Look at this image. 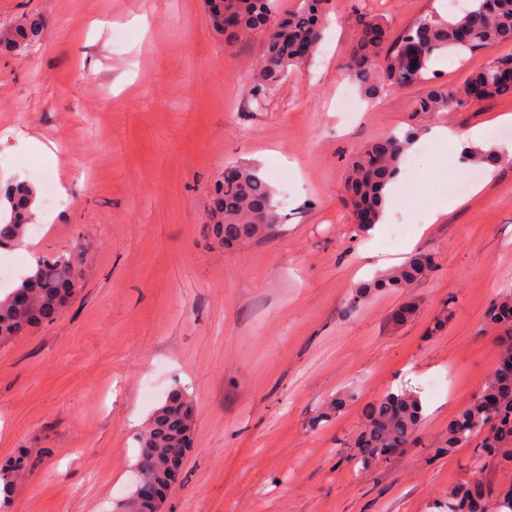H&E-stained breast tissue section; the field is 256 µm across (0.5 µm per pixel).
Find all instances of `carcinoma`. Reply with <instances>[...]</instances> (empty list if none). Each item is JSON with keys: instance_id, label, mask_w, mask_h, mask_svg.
<instances>
[{"instance_id": "obj_1", "label": "carcinoma", "mask_w": 512, "mask_h": 512, "mask_svg": "<svg viewBox=\"0 0 512 512\" xmlns=\"http://www.w3.org/2000/svg\"><path fill=\"white\" fill-rule=\"evenodd\" d=\"M353 0L347 20L358 30V38L345 57L341 71L371 99L391 86L425 84L412 102L417 114L450 112L459 97L480 91V100L512 95V82L496 73L512 67V57L493 60L475 72L456 96L433 82L428 62L443 53L464 59L504 43L512 44V0H468L461 12L444 18L429 14L393 34L388 23ZM210 22L228 44L245 35H258L263 53L251 77V96L256 107L265 106L290 67L307 64L315 55L322 26L332 0H300L292 12L276 16L278 0H207ZM45 21L30 18L11 28H0V54L21 52L38 42ZM470 40L459 39L461 32ZM412 127L401 135H384L363 145L350 165L348 190L363 229L377 223L388 184L396 180L406 149L419 138ZM468 164L494 167L505 156L497 148H475L464 152ZM232 177L215 184L212 233L226 245L269 236L280 217L275 192L255 166L231 168ZM36 198L26 182L12 184L0 201V250L19 246L25 238ZM436 268L432 255L419 253L387 270L379 279L360 287L347 305L357 309L373 292H398L424 278ZM77 262L67 254L45 256L3 298L0 297V342L28 328L55 319L59 291L79 286ZM489 321L503 336H512V291L499 297L489 309ZM424 416L420 398L405 389L389 391L372 405L353 447L361 449V464L385 459L405 447L419 430ZM195 410L189 397L170 393L153 412L138 435L139 452L134 468L135 484L157 480L165 471L168 449L192 432ZM474 448L473 470L479 472L492 460L512 470V341L501 344L497 364L472 402L448 423V433L435 455L457 448ZM24 458L0 468V494L4 502L13 491L16 472L25 468ZM448 512H512V483L494 488L474 478L448 487Z\"/></svg>"}]
</instances>
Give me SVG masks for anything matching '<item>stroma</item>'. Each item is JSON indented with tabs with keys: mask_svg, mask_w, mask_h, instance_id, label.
I'll use <instances>...</instances> for the list:
<instances>
[{
	"mask_svg": "<svg viewBox=\"0 0 512 512\" xmlns=\"http://www.w3.org/2000/svg\"><path fill=\"white\" fill-rule=\"evenodd\" d=\"M334 0L308 65L291 69L263 108L251 99L259 38L225 45L204 0H0V26L46 22L40 43L0 56V153L31 160L65 202L38 214L15 248L26 265L74 255L81 287L47 325L0 343V465H29L6 512H113L132 489L137 434L166 396L188 395L192 446L161 512H436L448 487L475 476L471 449L432 458L449 421L492 372L499 333L486 321L512 289V160L471 167L456 143L484 127L512 150L500 118L512 97L412 112L418 85L336 109L339 66L357 38ZM399 32L446 14L440 0H369ZM128 31L116 40L113 28ZM512 45L429 69L457 90ZM423 127L415 165L390 201L400 241L362 231L348 203L349 164L376 137ZM277 170L283 222L233 247L210 231L212 191L228 164ZM456 207L421 229L438 203ZM428 252L437 268L400 293L346 314L377 258ZM414 303L399 322L395 313ZM446 328L432 333L442 310ZM355 400L317 422L337 392ZM418 394L425 419L405 448L361 468L352 442L365 407L387 391Z\"/></svg>",
	"mask_w": 512,
	"mask_h": 512,
	"instance_id": "1",
	"label": "stroma"
}]
</instances>
